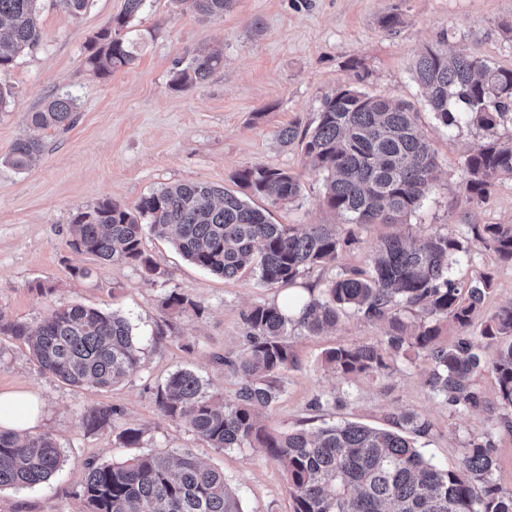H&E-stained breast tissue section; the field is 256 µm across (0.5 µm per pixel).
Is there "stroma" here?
Segmentation results:
<instances>
[{
  "instance_id": "1",
  "label": "stroma",
  "mask_w": 512,
  "mask_h": 512,
  "mask_svg": "<svg viewBox=\"0 0 512 512\" xmlns=\"http://www.w3.org/2000/svg\"><path fill=\"white\" fill-rule=\"evenodd\" d=\"M41 43L0 70V86L14 97L0 109V313L37 326L52 310L71 304L125 317L142 351L141 367L106 390L75 388L41 374L23 342L0 337V391L35 394L40 431L53 434L67 458L49 482L0 489V512H88L79 493L87 461L119 463L133 454L111 426L91 431L82 423L92 408H111L118 422L142 429V451L190 450L202 464L223 471L244 512H293L282 468L253 448H215L184 424L163 418L155 394L179 370L194 372L209 388L232 397L234 378L212 360L244 347L242 314L261 303L298 302L321 292L345 268H368L378 242L394 224H367L358 246L335 262L304 273L291 287L259 282L247 272L227 280L187 261L163 239L147 233L143 249L161 270L102 265L72 244L75 214L108 199L126 209L163 187L205 182L236 190V174L261 164L298 176L301 192L291 203L269 207L277 224H334L323 204L321 174L298 146H281L278 130L315 126L326 95L351 85L373 95L410 102L439 164V179L410 217L413 235L449 231L462 244L450 262L453 278L493 277L492 289L473 313L470 334L479 335L502 306L512 303V264L500 262L472 241L475 224H512V178L497 180L486 201L462 190L466 155L488 138L512 141V121L492 130L475 124L445 126L430 111L415 81L418 56L430 46L461 49L487 63L512 68V0H235L223 17L176 8L173 0H146L126 37L132 66L97 77L85 64V47L110 28L125 0H90L78 17L55 0H39ZM218 46L223 64L203 83L177 90L171 79L178 61L195 50ZM71 93L74 125L42 131L45 149L29 169L6 158L31 129L27 115L45 99ZM92 269L83 277L81 269ZM177 292L198 312L173 313L161 301ZM384 322L353 311L319 336L291 337L297 365L283 376L282 395L264 416L268 427L317 430L344 421L387 427V415L410 410L430 424L416 445L441 467L457 464L462 448L492 439L498 449L493 481L512 493V434L502 409H489L497 387L487 373L475 377L485 399L478 407L453 406L426 384L427 365L398 358L384 373L343 378L325 366V350L379 342Z\"/></svg>"
}]
</instances>
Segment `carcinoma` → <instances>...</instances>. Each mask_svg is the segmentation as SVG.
<instances>
[{"label":"carcinoma","instance_id":"obj_1","mask_svg":"<svg viewBox=\"0 0 512 512\" xmlns=\"http://www.w3.org/2000/svg\"><path fill=\"white\" fill-rule=\"evenodd\" d=\"M38 0H0V68L12 65L43 34ZM146 0H126L112 27L86 44V65L99 77L135 61L121 31L143 10ZM198 14L224 17L234 0H174ZM223 62L218 50L193 54L176 69L172 86L199 84ZM415 79L428 106L444 125L474 123L487 130L512 115V69L495 67L461 50L428 48L415 63ZM77 104L69 95L48 99L30 113L37 130L67 129ZM280 144L297 141L323 175L324 203L341 224H276L266 209L211 185L193 182L164 186L144 196L135 211L103 199L76 214L72 245L102 264L141 265L164 272L142 249L143 228L174 245L194 265L233 279L247 269L264 285L287 286L304 272L336 260L359 242L366 224H405L437 179L436 155L417 122L412 105L344 86L324 98L317 123L278 132ZM36 136L17 140L7 158L22 171L41 155ZM464 193L484 201L495 181L512 177V143L489 139L464 161ZM244 186L277 205L300 192L290 173L255 165L238 173ZM473 240L500 261L512 263V224H473ZM462 249L451 232L424 237L393 234L383 238L367 270H344L318 296L303 302L298 315L288 306L258 303L242 315L245 347L223 358L236 379L232 398L211 390L189 370L171 374L158 388L161 415L186 424L215 448H255L279 464L288 481L294 512H512V494L492 480L497 448L490 440L462 448L457 465L427 461L403 431L423 435L427 422L410 411L388 414L396 429L353 422L286 432L270 429L260 415L281 393V376L296 362L289 336L297 329L319 336L351 309L368 320L389 324L377 343L328 349L324 363L342 377L383 372L389 360L410 354L429 363L426 384L452 405L483 403L474 376L488 369L497 382V404L506 411L503 428L512 433V304L501 307L480 333L501 339L498 359L486 365L479 344L462 336L440 341L448 322L465 329L492 287V275L466 284L448 277L450 257ZM162 306L179 313L195 307L175 292ZM421 314L407 322L402 312ZM0 336L24 342L40 371L74 387L109 388L141 365V350L129 322L116 312L82 305L53 310L36 328L0 313ZM109 408L90 409L84 426L98 430L115 420ZM143 431L120 427L127 447L141 444ZM64 456L49 432L22 435L0 431V487L42 484L62 467ZM80 496L89 512H243L224 473L201 465L184 450L178 455L143 452L121 463H87Z\"/></svg>","mask_w":512,"mask_h":512}]
</instances>
